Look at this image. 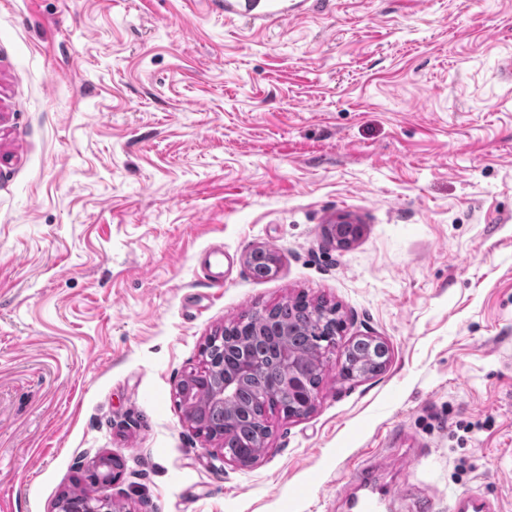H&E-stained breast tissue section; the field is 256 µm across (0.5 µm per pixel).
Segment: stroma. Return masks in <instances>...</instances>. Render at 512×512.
Wrapping results in <instances>:
<instances>
[{
    "instance_id": "1",
    "label": "stroma",
    "mask_w": 512,
    "mask_h": 512,
    "mask_svg": "<svg viewBox=\"0 0 512 512\" xmlns=\"http://www.w3.org/2000/svg\"><path fill=\"white\" fill-rule=\"evenodd\" d=\"M299 296L389 363L330 354L238 468L176 387ZM103 457L132 512H347L361 463L383 512H512V0H310L260 31L208 0H0V512L98 495ZM365 341L370 343L371 347L379 346L382 351H385V356L383 352H379L377 348H370L368 350L361 349L358 346L349 347L346 350V359L349 364H360L364 366L365 373H373L380 366V363L383 361V357L385 360V364L383 368L387 366L388 358H389V350L387 344L373 336H366L364 338L358 339L356 342ZM355 342V343H356ZM452 512H499L496 505L479 493L458 495L452 499Z\"/></svg>"
}]
</instances>
